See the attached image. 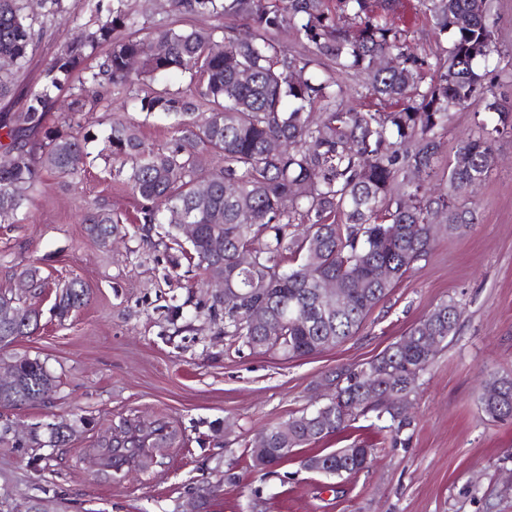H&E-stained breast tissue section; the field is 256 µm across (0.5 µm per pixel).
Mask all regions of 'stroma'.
Returning a JSON list of instances; mask_svg holds the SVG:
<instances>
[{
  "label": "stroma",
  "mask_w": 512,
  "mask_h": 512,
  "mask_svg": "<svg viewBox=\"0 0 512 512\" xmlns=\"http://www.w3.org/2000/svg\"><path fill=\"white\" fill-rule=\"evenodd\" d=\"M166 0H125L140 19L141 38L158 20L194 24L165 11ZM496 51L477 64L500 102L512 105V0H489ZM72 21L49 17L27 67L14 75L15 93L0 114L18 111L43 68L71 39ZM138 123L152 148L174 131L168 119L144 118L126 95L109 94L84 124L96 159L64 181L43 173L38 192L12 224H0V293L15 289L23 268L37 267L44 288L28 296L40 313L34 333L0 350V366L40 358L58 378L43 402L0 411L21 429L23 446L0 443V512H180L191 492L207 489L204 512H512V419L482 412L478 394L486 370L512 374V132L492 143L487 179L461 196L475 208V225L460 237L436 239L368 315L362 330L339 346L287 358L230 346L223 317L199 309L203 294L173 269L187 270L180 252L143 244L136 197L115 181L112 161L99 157L113 120ZM497 113L476 102L451 112L442 133L438 170L459 141ZM98 202L120 215L126 237L101 246L81 216ZM80 277L88 302L67 319L53 310L58 283ZM455 299L464 315L439 349L409 413L406 446L391 447L374 418H362L322 440L327 449L353 440L373 447L368 468L346 481L303 468L307 449L276 474L251 467L256 435L312 407L336 369L371 360L439 302ZM71 425L68 440L48 444L53 424ZM162 429L159 448L118 475L104 466L102 448L121 430ZM37 434L39 444L28 441ZM234 469L237 482L224 479Z\"/></svg>",
  "instance_id": "35a3bbf8"
}]
</instances>
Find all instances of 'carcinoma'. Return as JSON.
Masks as SVG:
<instances>
[{
	"mask_svg": "<svg viewBox=\"0 0 512 512\" xmlns=\"http://www.w3.org/2000/svg\"><path fill=\"white\" fill-rule=\"evenodd\" d=\"M183 15L232 19L222 27H157L150 41L138 38L137 17L115 0L102 13L101 0H41L45 17L68 16L77 24L71 43L27 91L19 112L0 116L10 143L0 145V224H12L30 202L29 191L42 172L72 177L86 165V141L69 132L81 126L84 109L103 100L102 89L120 87L140 104L145 116L173 121L177 136L165 148L147 149L139 126L115 121L105 138L112 160L140 205V223L165 224L172 243L182 225L194 224L190 245L194 267L205 273L224 266V294L203 303L224 311V335L249 349L277 348L290 358L334 347L356 335L370 313L415 262L428 256L435 224L450 236L473 227L472 208L458 201L473 181L490 169L493 135L512 131V113L502 109L492 89L475 71L477 59L494 47L487 0H169ZM96 15L92 27L77 23L82 10ZM433 21L437 34H451L445 54L431 61L411 53L407 30L390 20L406 12ZM291 29L312 57L294 55L279 41ZM40 30L26 0H0V59L19 70L29 61ZM388 55L389 66L380 64ZM142 59V74L153 79L186 71L189 88L169 93L145 89L129 79L128 61ZM97 60L94 66L87 65ZM321 60L336 69V79L317 82L309 67ZM246 70L249 79L238 73ZM363 76L357 94L364 108L341 100L339 77ZM70 92L69 112L61 125L45 128L57 94ZM476 100L498 114V123L460 141L448 165V191L427 195L407 178L417 171L436 174L442 142L439 130L448 113ZM319 119L309 120L308 108ZM45 129L41 153L19 139ZM278 141L279 151L270 150ZM410 141L415 149L404 154ZM167 203L161 211L157 202ZM87 233L102 245L121 233V221L106 208L89 205L83 216ZM304 224L303 235L289 231ZM252 254L241 266L240 251ZM334 278L345 294L341 308L327 310L319 300L318 280ZM44 285L36 270L19 274V286L0 294V349L38 327L39 313L26 295ZM89 289L77 277L60 287L54 309L66 318L82 307ZM263 305L265 324L249 321ZM462 306L450 299L437 304L408 333L373 359L343 367L332 375L335 389L327 401L265 429L267 461L252 463L265 475L297 449L344 431L368 413L390 421L392 444L411 425L406 414L422 373L436 349L427 337L445 343L455 336ZM14 376L0 382V408L21 407L49 396L56 377L37 357L10 363ZM491 419H512V376L487 372L479 395ZM145 441L133 431L112 438L108 454L140 457ZM372 449L363 443L316 452L305 467L346 480L364 470Z\"/></svg>",
	"mask_w": 512,
	"mask_h": 512,
	"instance_id": "cac0c4a2",
	"label": "carcinoma"
}]
</instances>
